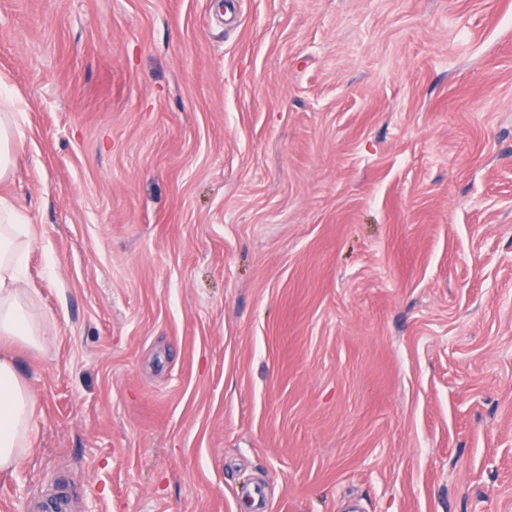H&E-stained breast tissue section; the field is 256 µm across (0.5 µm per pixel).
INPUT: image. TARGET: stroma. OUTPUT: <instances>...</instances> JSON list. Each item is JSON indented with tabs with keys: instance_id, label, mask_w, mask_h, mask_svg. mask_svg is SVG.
Returning a JSON list of instances; mask_svg holds the SVG:
<instances>
[{
	"instance_id": "35a3bbf8",
	"label": "stroma",
	"mask_w": 512,
	"mask_h": 512,
	"mask_svg": "<svg viewBox=\"0 0 512 512\" xmlns=\"http://www.w3.org/2000/svg\"><path fill=\"white\" fill-rule=\"evenodd\" d=\"M0 78V512H512V0H0ZM23 113H0V179L4 178L11 164V145L20 128L19 116ZM0 476L14 472L21 459L35 455L37 402L4 343L40 347L41 318L32 306L20 272L32 241L30 224H21L12 204L0 198Z\"/></svg>"
}]
</instances>
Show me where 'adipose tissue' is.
Instances as JSON below:
<instances>
[{"label": "adipose tissue", "mask_w": 512, "mask_h": 512, "mask_svg": "<svg viewBox=\"0 0 512 512\" xmlns=\"http://www.w3.org/2000/svg\"><path fill=\"white\" fill-rule=\"evenodd\" d=\"M12 204L0 198V476L36 453L34 424L37 402L18 371L11 344L40 347L42 321L32 306L20 272L32 241Z\"/></svg>", "instance_id": "adipose-tissue-1"}]
</instances>
